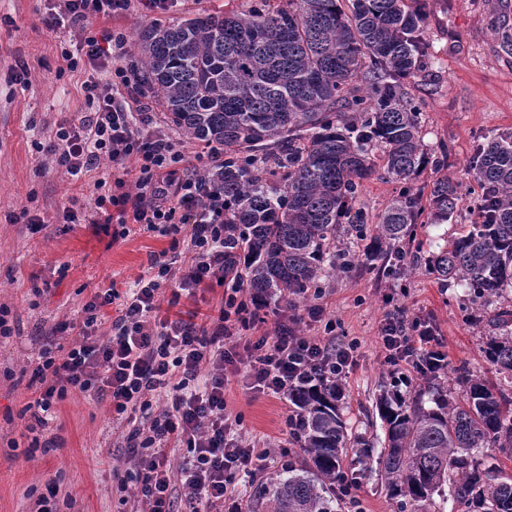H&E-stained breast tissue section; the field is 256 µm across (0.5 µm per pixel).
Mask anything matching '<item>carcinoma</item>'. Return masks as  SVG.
Wrapping results in <instances>:
<instances>
[{
    "instance_id": "1",
    "label": "carcinoma",
    "mask_w": 512,
    "mask_h": 512,
    "mask_svg": "<svg viewBox=\"0 0 512 512\" xmlns=\"http://www.w3.org/2000/svg\"><path fill=\"white\" fill-rule=\"evenodd\" d=\"M429 0H251L245 11L198 15L140 36L138 71L167 121L190 140L224 150V279L270 302L300 301L321 280L375 261L389 269L425 256L442 288L462 283L494 306L482 354L493 382L466 367L421 376L410 396L380 398L386 426L379 472L402 510L434 497L456 512H512V132L477 144L468 173L480 186L478 220L434 252L414 235L428 215L448 221L458 185L407 183L448 161L427 151L407 79L433 65L423 38ZM512 54V27L490 21ZM369 71L368 85L356 79ZM405 183L371 222L356 207L376 169ZM348 225L344 252L336 251ZM370 240L362 253L350 240ZM453 374L455 387L448 386ZM430 406H425L424 396ZM336 385L288 387L292 435L304 453L260 485L265 512H336L351 442Z\"/></svg>"
}]
</instances>
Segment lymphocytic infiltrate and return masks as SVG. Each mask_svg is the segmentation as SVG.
I'll use <instances>...</instances> for the list:
<instances>
[{
  "label": "lymphocytic infiltrate",
  "instance_id": "obj_1",
  "mask_svg": "<svg viewBox=\"0 0 512 512\" xmlns=\"http://www.w3.org/2000/svg\"><path fill=\"white\" fill-rule=\"evenodd\" d=\"M130 6L131 0H62L59 8L42 16L49 29L79 31L80 54L70 57V70L87 63L106 75L102 81H85L89 112L79 122L61 124L42 150L73 176L109 165L111 179L95 182L98 214L149 230L169 225L172 233L182 234L190 255L181 288H206L224 280V185L206 175L169 137L140 131L147 116L145 110L131 108L140 96L141 81L121 63L125 37L93 26L100 17H122ZM131 157L138 162V175L129 183L124 163ZM170 272V262L151 260L147 276L126 291L112 285L95 294L83 308L68 350L42 347L34 370L40 393L26 429L33 433L45 426L53 404L70 391L110 399L117 415L138 412L143 417L126 437L135 472L117 479L119 491L136 487L141 512H172L176 482L184 490L188 512H243L233 478L250 471L261 453L254 444L229 437L234 423L225 412L224 388L230 377L247 369L252 389L272 394L323 378L339 383L356 362V346L305 333L307 321L323 316L320 304L281 319L273 333L239 341L230 320L245 321L267 307L265 298L241 288L227 295L211 326L190 318H158V292ZM111 304L117 314L102 337L101 309ZM380 340L386 363L397 372L422 374L445 359L429 322L410 321L399 312L384 318ZM162 389L173 391L172 406L156 414L152 396ZM168 447L187 451L178 471L166 464Z\"/></svg>",
  "mask_w": 512,
  "mask_h": 512
}]
</instances>
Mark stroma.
Returning a JSON list of instances; mask_svg holds the SVG:
<instances>
[{"instance_id":"35a3bbf8","label":"stroma","mask_w":512,"mask_h":512,"mask_svg":"<svg viewBox=\"0 0 512 512\" xmlns=\"http://www.w3.org/2000/svg\"><path fill=\"white\" fill-rule=\"evenodd\" d=\"M247 2L179 0L160 15L137 2L115 24L126 38L123 61L136 65L139 35L153 22L241 10ZM49 6V0H0V306L8 308L13 329L11 337L0 338V512H33L42 495L49 496L55 512H135L134 491L118 492L113 477L131 465L128 425L117 419L110 400L74 391L54 404L40 432L41 439L56 442L48 454H30L32 436L25 429V409L38 396L30 380L40 349L49 340L67 347L75 338L71 331L56 332V325L80 318L83 306L110 281L128 288L147 275L155 255L175 253L173 236L136 224L127 237L113 239L92 221L95 175L71 176L39 152L59 124L87 111L83 84L91 74L87 68L70 70L63 57L64 51H75L78 31H51L40 23ZM494 14L512 24V0H432L429 6L423 36L434 65L413 78L411 96L421 108L425 144L447 148L448 161L423 171L411 186L446 178L459 183L462 200L448 223L417 225L422 239H453L473 222L471 201L479 192L468 173L473 149L480 138L512 131V55L500 50L489 26ZM22 63L28 68L24 76L18 70ZM24 207L40 217L39 232L14 223ZM70 208L78 223L67 219ZM36 285L46 288L38 298L32 295ZM315 301L325 308L324 320L308 328V335H323L330 322L338 339L357 345L340 406L352 435L368 441L370 450L349 449L343 468L357 479L361 512H399L398 500L381 486L377 464L385 425L376 404L396 383L379 339L384 316L399 309L407 318L429 320L449 365L485 376L491 369L481 345L492 329L488 321H475L465 288H440L421 263L407 265L399 276L363 267L330 278ZM223 302V287L190 296L181 292L175 275L159 291L160 314L172 319L214 316ZM224 398L228 414L242 418L243 440L270 452L253 474L234 479L246 512H253L261 481L299 454L287 425L291 406L286 397L248 389L240 375L231 379Z\"/></svg>"}]
</instances>
